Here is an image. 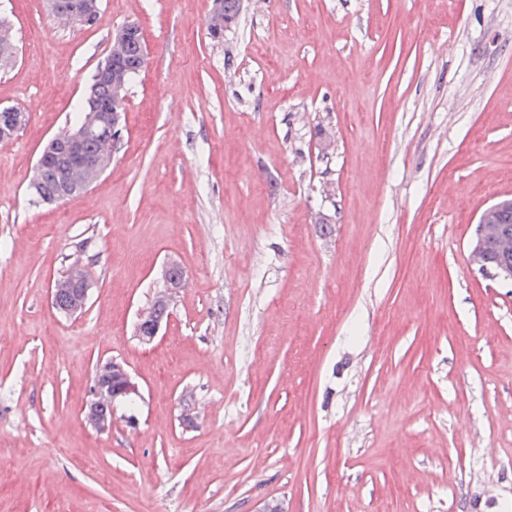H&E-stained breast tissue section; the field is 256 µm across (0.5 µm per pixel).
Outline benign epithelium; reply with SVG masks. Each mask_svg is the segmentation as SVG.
Wrapping results in <instances>:
<instances>
[{
    "label": "benign epithelium",
    "instance_id": "benign-epithelium-1",
    "mask_svg": "<svg viewBox=\"0 0 512 512\" xmlns=\"http://www.w3.org/2000/svg\"><path fill=\"white\" fill-rule=\"evenodd\" d=\"M68 11L78 24H84L93 18L95 3L91 0H72ZM112 71V59H107L99 67L94 83L89 87L87 101L92 109L89 121L79 129L69 131L54 138L37 161V166L44 167L53 156L63 157L82 166H95V157L91 145L99 139L112 135L120 124V113L117 105L122 102L120 94L111 93L112 108L103 112L99 107V89L106 85L107 77ZM42 195L49 201H67L77 194V190L65 183L56 182L45 189H40ZM512 211V194L502 195L488 206L480 215L479 224L470 244V261L480 271L499 283L512 282V262L495 255L494 250L512 246L507 241V235L512 231L497 221V215ZM162 279L171 294L184 287L183 269L172 263L162 267ZM91 283L80 281L67 293L51 289L52 307L61 315L71 317L85 309ZM170 317V303L165 302L155 307L154 312L147 318L141 316L135 326V336L143 344L152 343L160 333L164 323ZM141 397L139 386L135 383L122 364L111 361L96 370L93 386V399L87 406V421L96 428L104 430L112 422V411L117 399L126 397Z\"/></svg>",
    "mask_w": 512,
    "mask_h": 512
}]
</instances>
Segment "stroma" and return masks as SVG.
Returning a JSON list of instances; mask_svg holds the SVG:
<instances>
[{"label":"stroma","instance_id":"obj_1","mask_svg":"<svg viewBox=\"0 0 512 512\" xmlns=\"http://www.w3.org/2000/svg\"><path fill=\"white\" fill-rule=\"evenodd\" d=\"M0 0V512H512V284L469 261L512 194V0ZM112 162L30 190L122 27ZM178 263L152 344L139 314ZM84 311L50 305L71 265ZM138 383L103 431L97 367ZM236 2L237 0H220L218 11L209 15L210 34L213 38H220L223 35L225 18H236ZM162 279L169 291L166 295V302L155 307L154 312L148 317L140 316L135 326V336L143 344L152 343L160 333L164 323H167L170 317L169 294H176L180 288L184 287L183 269L172 263H165L162 267Z\"/></svg>","mask_w":512,"mask_h":512}]
</instances>
